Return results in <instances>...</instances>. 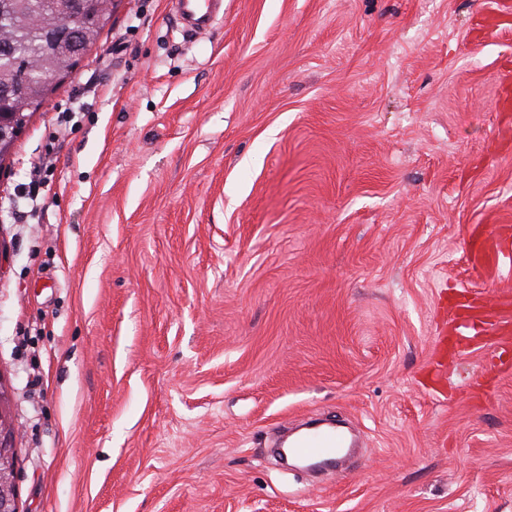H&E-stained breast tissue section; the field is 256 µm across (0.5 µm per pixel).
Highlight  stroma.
Masks as SVG:
<instances>
[{
    "label": "stroma",
    "mask_w": 512,
    "mask_h": 512,
    "mask_svg": "<svg viewBox=\"0 0 512 512\" xmlns=\"http://www.w3.org/2000/svg\"><path fill=\"white\" fill-rule=\"evenodd\" d=\"M507 126L512 0H224L197 34L115 0L0 167L20 512H512V358L444 342L455 292L512 289L467 254ZM309 418L365 440L323 483L269 451Z\"/></svg>",
    "instance_id": "35a3bbf8"
}]
</instances>
